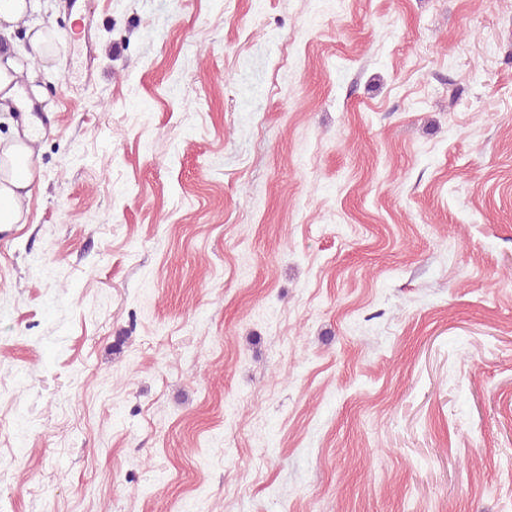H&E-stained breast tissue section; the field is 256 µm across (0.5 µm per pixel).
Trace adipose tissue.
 <instances>
[{"instance_id":"ef3b65f1","label":"adipose tissue","mask_w":512,"mask_h":512,"mask_svg":"<svg viewBox=\"0 0 512 512\" xmlns=\"http://www.w3.org/2000/svg\"><path fill=\"white\" fill-rule=\"evenodd\" d=\"M36 154L23 137L0 141V225L23 222L22 201L35 180Z\"/></svg>"}]
</instances>
